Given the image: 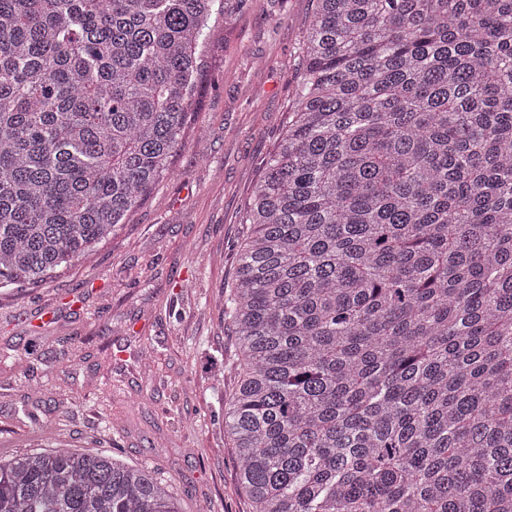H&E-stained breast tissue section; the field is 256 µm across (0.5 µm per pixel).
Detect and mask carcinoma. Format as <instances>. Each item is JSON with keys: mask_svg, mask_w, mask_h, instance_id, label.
<instances>
[{"mask_svg": "<svg viewBox=\"0 0 512 512\" xmlns=\"http://www.w3.org/2000/svg\"><path fill=\"white\" fill-rule=\"evenodd\" d=\"M224 0H0V288L170 172ZM224 299L252 512H512V0H316ZM0 512H180L70 448Z\"/></svg>", "mask_w": 512, "mask_h": 512, "instance_id": "cac0c4a2", "label": "carcinoma"}]
</instances>
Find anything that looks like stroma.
Instances as JSON below:
<instances>
[{"label":"stroma","instance_id":"35a3bbf8","mask_svg":"<svg viewBox=\"0 0 512 512\" xmlns=\"http://www.w3.org/2000/svg\"><path fill=\"white\" fill-rule=\"evenodd\" d=\"M315 0H224L184 144L114 237L53 281L0 288V457L119 455L182 512H252L220 401L237 381L224 298L245 206L293 104Z\"/></svg>","mask_w":512,"mask_h":512}]
</instances>
